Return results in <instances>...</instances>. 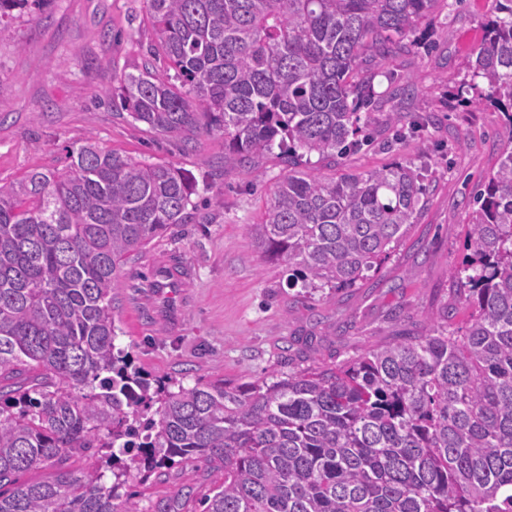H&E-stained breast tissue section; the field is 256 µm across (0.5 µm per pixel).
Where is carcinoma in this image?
<instances>
[{"label": "carcinoma", "mask_w": 512, "mask_h": 512, "mask_svg": "<svg viewBox=\"0 0 512 512\" xmlns=\"http://www.w3.org/2000/svg\"><path fill=\"white\" fill-rule=\"evenodd\" d=\"M145 2L167 68L146 63L107 95L186 145L224 133V166L258 177L280 149L288 174L250 236L288 262L290 284L341 291L378 270L426 206L421 171L313 177L301 162L334 161L382 123L402 133L401 113L380 118L373 60L439 0ZM42 5L0 0V22ZM483 29L458 91L502 112L507 147L451 270L470 309L458 330L430 313L424 332L340 364L153 391L114 344L112 288L132 254L188 222L193 182L89 139L62 173L1 183L0 380L34 384L0 398V512H139L114 506L123 477L176 457L223 472L204 512H512V0ZM154 404L158 419L129 423ZM91 448L98 466L70 467ZM38 468L54 478L16 484Z\"/></svg>", "instance_id": "obj_1"}]
</instances>
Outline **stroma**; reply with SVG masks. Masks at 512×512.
I'll use <instances>...</instances> for the list:
<instances>
[{"mask_svg":"<svg viewBox=\"0 0 512 512\" xmlns=\"http://www.w3.org/2000/svg\"><path fill=\"white\" fill-rule=\"evenodd\" d=\"M497 0H452L402 39L384 69L410 78L397 100L422 111L421 128L391 147L376 142L336 163L311 158L314 176L368 173L399 161L419 167L427 204L370 279L342 292L302 293L288 267L257 252L249 235L286 168L270 154L263 179L224 166V135L192 147L154 133L112 107V79L135 71L155 40L144 0H50L0 28V182L63 169L87 140L137 161L165 162L194 182L188 223L134 254L112 290L116 347L152 384L238 387L281 372L333 365L401 332L419 333L426 313L448 311L449 329L469 317L449 271L465 254L470 204L505 147L503 115L456 96L463 63L483 36ZM221 474L201 459L128 477L139 512H202Z\"/></svg>","mask_w":512,"mask_h":512,"instance_id":"obj_1","label":"stroma"}]
</instances>
